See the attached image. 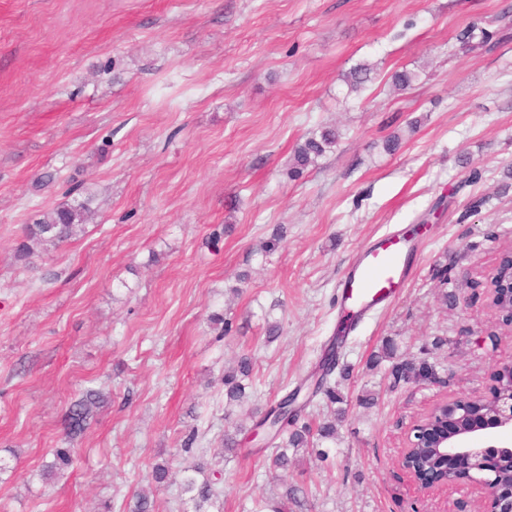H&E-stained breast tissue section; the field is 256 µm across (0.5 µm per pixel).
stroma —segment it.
Listing matches in <instances>:
<instances>
[{
  "mask_svg": "<svg viewBox=\"0 0 512 512\" xmlns=\"http://www.w3.org/2000/svg\"><path fill=\"white\" fill-rule=\"evenodd\" d=\"M509 9L0 0V512H125L141 489L155 512H191L178 472L199 458L224 472L222 512H255L286 482L306 512H485L486 492L467 480L420 491L401 455L436 404L487 395L512 360L490 284L512 254V38L473 50L458 40L474 22L497 32ZM359 64L373 72L355 93L344 77ZM402 69L419 80L393 90ZM326 125L335 150L294 173L295 146ZM394 134L399 147L385 151ZM84 199L83 235L16 261L25 225ZM428 211L401 293L339 335L352 261ZM337 335L336 438L326 458L299 450L278 476L250 408L317 374ZM389 343L434 378L372 367ZM243 354L252 404L229 408L224 370ZM88 389L106 401L68 439L62 417ZM59 448L74 463L44 478ZM157 464L171 470L165 483Z\"/></svg>",
  "mask_w": 512,
  "mask_h": 512,
  "instance_id": "35a3bbf8",
  "label": "stroma"
}]
</instances>
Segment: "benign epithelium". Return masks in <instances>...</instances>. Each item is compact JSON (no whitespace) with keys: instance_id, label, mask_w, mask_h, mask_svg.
Returning <instances> with one entry per match:
<instances>
[{"instance_id":"7a95c632","label":"benign epithelium","mask_w":512,"mask_h":512,"mask_svg":"<svg viewBox=\"0 0 512 512\" xmlns=\"http://www.w3.org/2000/svg\"><path fill=\"white\" fill-rule=\"evenodd\" d=\"M493 300L512 325V255L499 266L493 278ZM437 422L419 424L404 449L401 463L423 492L446 487L459 480L479 483L488 494L486 512H512V490L502 491L497 478L512 471V362L499 365L491 376L488 395L479 400L459 398L442 404ZM422 446L436 450L452 461L450 479L432 474L422 479L410 461V449Z\"/></svg>"}]
</instances>
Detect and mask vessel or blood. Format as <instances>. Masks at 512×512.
<instances>
[{"label": "vessel or blood", "mask_w": 512, "mask_h": 512, "mask_svg": "<svg viewBox=\"0 0 512 512\" xmlns=\"http://www.w3.org/2000/svg\"><path fill=\"white\" fill-rule=\"evenodd\" d=\"M410 244L403 234L386 235L359 255L340 283L339 303L352 314L378 308L402 290Z\"/></svg>", "instance_id": "1"}]
</instances>
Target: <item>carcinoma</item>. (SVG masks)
Here are the masks:
<instances>
[{
  "label": "carcinoma",
  "instance_id": "cac0c4a2",
  "mask_svg": "<svg viewBox=\"0 0 512 512\" xmlns=\"http://www.w3.org/2000/svg\"><path fill=\"white\" fill-rule=\"evenodd\" d=\"M486 43L490 34L473 23L459 35V40L469 43L474 39ZM371 67L360 64L350 70L346 82L353 91H358L370 80ZM335 129L324 127L306 137L303 143L295 149L294 164L304 168L331 150L337 141ZM91 200L87 199L78 205L59 206L44 215L35 224L24 227L23 236L15 249L18 260L27 262L35 250L48 251L70 241L84 232L90 212ZM322 373L320 377L309 384H301L285 395L276 406L266 410H257L259 419L254 427H268L272 432L274 452L270 458V468L286 471L292 459L288 455L290 448H304L310 444L311 428L299 423V412L315 397L322 395L328 401H336V390L327 385L326 376L336 369V344L326 347L321 355ZM253 372V360L249 355H243L238 361L237 368L224 374V390L227 399L242 402L248 398L246 389L249 388ZM391 374L397 380H424L433 374V369L426 364L414 361H403L392 366ZM105 396L98 390L88 389L74 401L63 416V430L70 440L82 434L93 418L95 410L104 403ZM72 464L70 449L59 448L55 451L53 460L44 464L42 475L53 478L66 470ZM219 478L209 463L198 460L182 468L180 493L192 503L193 512H211L219 497ZM127 512H152V502L148 495L136 492L132 495Z\"/></svg>",
  "mask_w": 512,
  "mask_h": 512
}]
</instances>
